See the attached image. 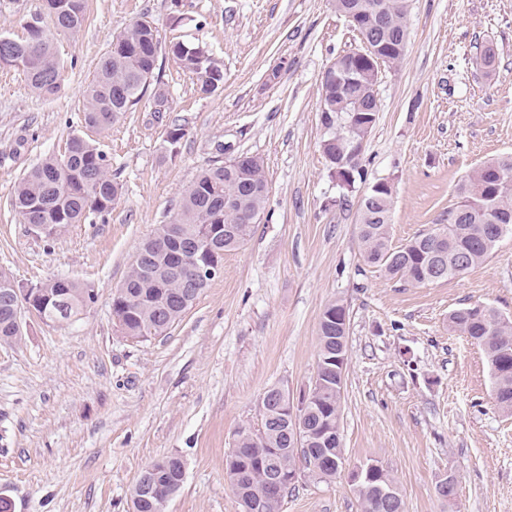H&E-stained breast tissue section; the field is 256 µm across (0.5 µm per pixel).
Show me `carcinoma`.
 I'll return each mask as SVG.
<instances>
[{"instance_id": "obj_1", "label": "carcinoma", "mask_w": 512, "mask_h": 512, "mask_svg": "<svg viewBox=\"0 0 512 512\" xmlns=\"http://www.w3.org/2000/svg\"><path fill=\"white\" fill-rule=\"evenodd\" d=\"M53 29L63 33L79 31L85 21V0H59ZM360 12L365 22L382 20L380 35L398 39L407 34V0H336V11ZM33 22L23 39H0V55L15 56L33 93L40 99L55 97L61 88L62 64L53 34ZM124 47L110 49L100 59L95 77L85 90L81 121L85 126L107 130L144 97L148 76L156 69L161 43L158 31L146 20H137L116 37ZM181 68L196 76L224 83V69L202 46L184 47L174 53ZM370 69L364 67L357 82L347 91L321 96L319 110L335 120L369 114L374 123L377 104L369 93ZM122 193V184L112 175L106 154L84 137L74 134L61 157H49L33 167L18 182L12 207L22 219L37 218L42 236L52 239L72 224L83 223L91 213H104ZM269 184L264 160L251 155L248 167L227 160L201 170L186 191L170 223L177 224L188 246L203 243L209 224L229 225L233 232L214 242L208 250L211 264L223 267L224 254L242 247L266 207ZM393 190H381L359 203L357 234L367 264L388 278L411 287L445 281L484 264L498 239L495 223L487 218V207L499 222L512 227V154L491 159L472 170L460 186L457 202L448 209V223L422 232L398 246L391 242ZM168 225L161 224L140 247L121 286L112 297V318L121 332L133 339L163 336L192 307L210 279L186 288L184 274L173 270L164 247ZM15 287L0 272V345H12L22 338L14 305L4 289ZM38 300L45 305L44 323H59L78 317L85 307L89 287L65 278L49 279L35 285ZM66 295L58 308L57 293ZM347 314L344 304L329 303L319 323V353L314 384L309 390L304 420L309 451L300 454L289 440L292 422L278 411L273 396L279 388L267 390L260 400L261 426L241 430L237 452L227 463V477L234 489L240 512H281L285 493L274 492L270 479L274 471H297L304 464L319 479L331 480L344 470L346 459L340 436L342 385L326 369L324 359L336 357V338L342 331L332 313ZM449 328L480 346L487 358L498 408L512 413V320L492 307L459 308L448 315ZM185 465L177 455L165 456L147 466L132 487L133 512H164L168 499L184 481ZM362 512H385V493L402 501L394 480L381 466L369 471L354 486Z\"/></svg>"}]
</instances>
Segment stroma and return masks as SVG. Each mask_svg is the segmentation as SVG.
Listing matches in <instances>:
<instances>
[{
	"mask_svg": "<svg viewBox=\"0 0 512 512\" xmlns=\"http://www.w3.org/2000/svg\"><path fill=\"white\" fill-rule=\"evenodd\" d=\"M42 12L43 0H0V35L24 38ZM138 19L162 45L142 103L110 129L83 126L101 57ZM406 25V58L379 77L350 190L320 147L324 72L360 44L334 0H87L82 29L55 37L65 69L53 100L0 65V270L22 288L62 277L95 290L78 321L31 317L18 343L0 346V494L12 512H132L138 474L170 454L185 479L165 512H238L226 475L238 433L259 428L270 387L309 392L319 321L335 300L350 323L347 468L386 469L405 512H512V414L494 401L482 349L448 328L449 313L470 304L512 318V233L466 274L407 288L365 262L357 237L359 196L376 181L393 184L399 245L447 218L472 169L512 154V0H409ZM176 42L206 45L222 87L201 93L168 51ZM487 46L491 72L476 63ZM173 126L185 132L174 145ZM74 133L107 155L122 195L108 213L37 237L9 199ZM228 146L265 161L260 224L167 335L127 338L112 321L113 294L141 243ZM449 474L456 494L446 499L437 485ZM281 512L360 507L346 474L323 481L302 468Z\"/></svg>",
	"mask_w": 512,
	"mask_h": 512,
	"instance_id": "obj_1",
	"label": "stroma"
}]
</instances>
